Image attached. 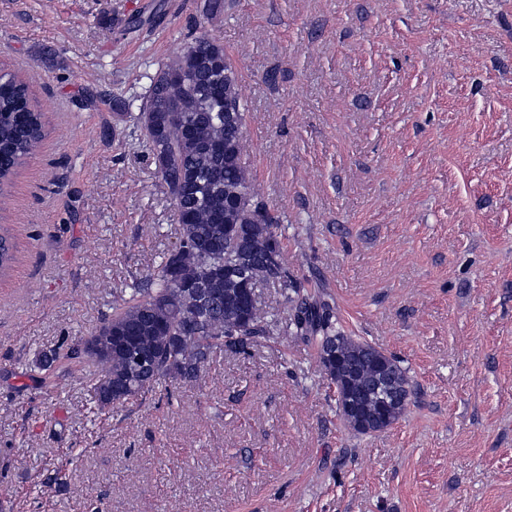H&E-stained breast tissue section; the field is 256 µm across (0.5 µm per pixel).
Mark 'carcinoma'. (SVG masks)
<instances>
[{
    "label": "carcinoma",
    "instance_id": "cac0c4a2",
    "mask_svg": "<svg viewBox=\"0 0 512 512\" xmlns=\"http://www.w3.org/2000/svg\"><path fill=\"white\" fill-rule=\"evenodd\" d=\"M230 69L222 44L196 37L150 77L146 100L133 117L146 147L161 162L180 240L154 269L132 282L129 297L112 308V318L98 330L100 336L128 331L135 336L134 347L108 345L85 352L88 369L97 374L92 397L110 408L167 380L196 382L213 355L244 353L256 338L278 330L312 342L319 366L333 383L336 353H341L361 412L398 421L410 404L408 369L391 354L388 369H380L374 354L382 349L346 334L319 283L289 271L279 219L252 188L244 105L238 75L225 74ZM42 138V115L27 86L14 74L0 72V187ZM171 268L184 287L172 284ZM200 284L209 289L205 307L194 291ZM265 284L286 294L288 316L282 322L259 296L244 308L237 303L244 288ZM136 353L149 360L148 367L135 369Z\"/></svg>",
    "mask_w": 512,
    "mask_h": 512
}]
</instances>
